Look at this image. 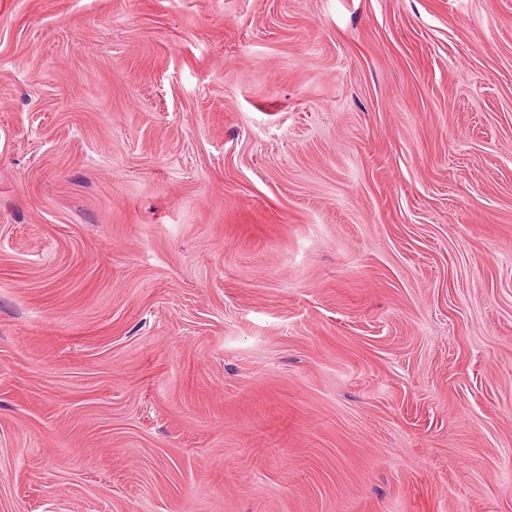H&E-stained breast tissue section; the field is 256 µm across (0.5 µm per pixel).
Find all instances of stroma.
I'll use <instances>...</instances> for the list:
<instances>
[{
  "mask_svg": "<svg viewBox=\"0 0 512 512\" xmlns=\"http://www.w3.org/2000/svg\"><path fill=\"white\" fill-rule=\"evenodd\" d=\"M0 512H512V0H0Z\"/></svg>",
  "mask_w": 512,
  "mask_h": 512,
  "instance_id": "1",
  "label": "stroma"
}]
</instances>
